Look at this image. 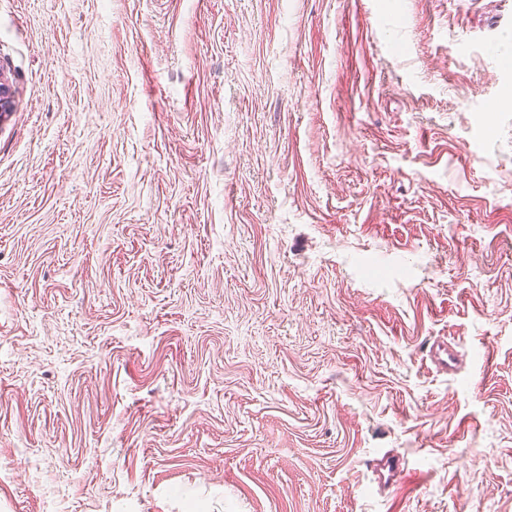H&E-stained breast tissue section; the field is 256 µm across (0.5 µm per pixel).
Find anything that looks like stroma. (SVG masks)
Instances as JSON below:
<instances>
[{"instance_id": "stroma-1", "label": "stroma", "mask_w": 512, "mask_h": 512, "mask_svg": "<svg viewBox=\"0 0 512 512\" xmlns=\"http://www.w3.org/2000/svg\"><path fill=\"white\" fill-rule=\"evenodd\" d=\"M0 69V512H512V0H0ZM429 347L428 356L431 362L443 371L451 370L455 364V354L448 342L435 339ZM376 479L379 484L391 485L402 476L401 461L394 455H383L373 464Z\"/></svg>"}]
</instances>
